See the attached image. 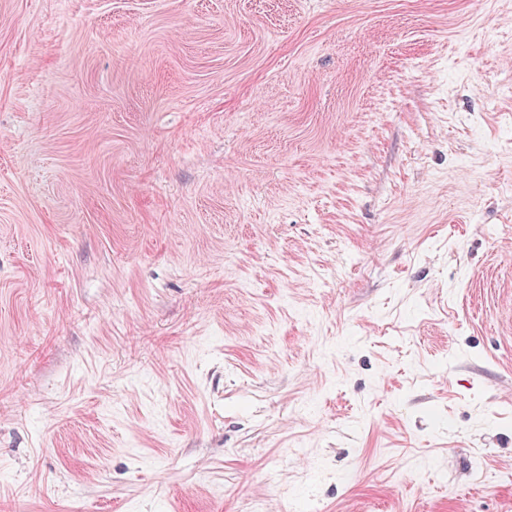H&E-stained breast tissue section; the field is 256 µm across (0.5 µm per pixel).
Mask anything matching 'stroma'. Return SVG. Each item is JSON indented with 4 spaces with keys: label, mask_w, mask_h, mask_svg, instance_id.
Masks as SVG:
<instances>
[{
    "label": "stroma",
    "mask_w": 512,
    "mask_h": 512,
    "mask_svg": "<svg viewBox=\"0 0 512 512\" xmlns=\"http://www.w3.org/2000/svg\"><path fill=\"white\" fill-rule=\"evenodd\" d=\"M0 512H512V0H0Z\"/></svg>",
    "instance_id": "stroma-1"
}]
</instances>
